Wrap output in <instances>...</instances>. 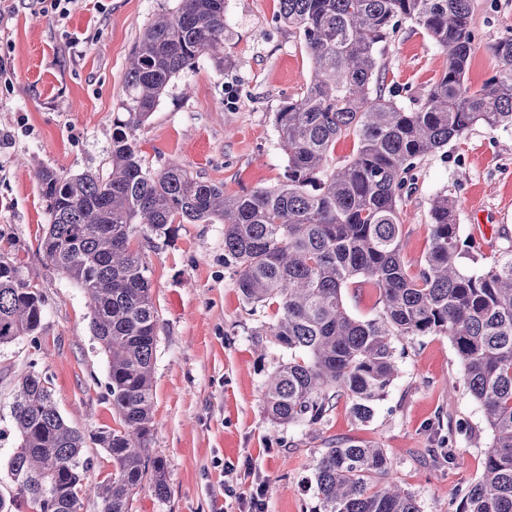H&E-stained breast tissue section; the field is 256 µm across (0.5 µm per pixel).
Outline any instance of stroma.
Listing matches in <instances>:
<instances>
[{
  "label": "stroma",
  "mask_w": 512,
  "mask_h": 512,
  "mask_svg": "<svg viewBox=\"0 0 512 512\" xmlns=\"http://www.w3.org/2000/svg\"><path fill=\"white\" fill-rule=\"evenodd\" d=\"M474 52L467 78L480 86L498 68L491 46L512 36V0H473ZM177 0H76L63 20L29 0H0V249L15 254L39 284L46 314L39 348H0V495L13 493L7 461L17 446L11 390L29 362L49 377L57 407L84 434L118 428L106 399L108 359L94 337L91 311L73 281L38 254L49 222L39 167L103 173L112 120L124 99L129 55L156 14ZM224 65L201 57L169 82L138 132L145 164L180 159L201 180L242 194L281 183L288 157L275 114L305 88L311 63L299 33L278 17V0H225ZM385 88L413 109L448 65L447 52L403 22L380 56ZM416 188L404 200L405 263L417 271L431 245L430 205L450 191L462 238L473 244L466 270L493 264L512 244V128L471 127L421 158ZM160 322L148 448L163 458L169 492L136 490L130 512H248L264 486V512H313L316 457L351 438L386 448L392 474L423 512H448L461 486L475 482L491 444L479 404L461 383L458 355L444 335L398 342L400 372L369 422L338 402L315 426H280L264 413L263 384L280 352L255 351V333L274 307L252 308L224 266V227L182 224L143 247ZM467 423L455 461L430 465L449 426Z\"/></svg>",
  "instance_id": "1"
}]
</instances>
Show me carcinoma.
I'll use <instances>...</instances> for the list:
<instances>
[{
    "instance_id": "carcinoma-1",
    "label": "carcinoma",
    "mask_w": 512,
    "mask_h": 512,
    "mask_svg": "<svg viewBox=\"0 0 512 512\" xmlns=\"http://www.w3.org/2000/svg\"><path fill=\"white\" fill-rule=\"evenodd\" d=\"M279 16L302 36L312 72L276 113L288 155L278 186L229 196L178 159L154 171L142 163L137 131L170 80L204 54L224 66V0H178L144 29L129 59L122 115L112 123L106 174L38 171L49 214L39 254L85 293L108 357V401L121 422L93 434L112 461L93 512H129L146 478L157 498L168 495L166 464L146 448L160 317L134 242L172 235L178 224L224 225V267L242 299L276 306L264 336L285 356L267 372L263 399L280 426L316 425L342 398L354 420L368 422L398 375L395 342L448 336L492 435L480 478L460 490L459 512H512V245L490 267L464 271L471 246L446 190L431 204V246L414 275L402 240V199L417 161L476 124L512 126V36L491 46L500 68L474 88L472 0H279ZM404 21L448 52V67L414 110L385 95L379 62ZM348 137L355 150L334 161L336 142ZM357 283L379 291L369 319L344 303ZM44 311L38 285L0 251V347L37 342ZM10 416L18 436L7 462L14 491L0 496V512H15L18 502L28 512H86L85 435L60 414L33 362L15 385ZM467 432L457 423L448 447L429 454L452 464ZM313 471V512H422L377 445L344 440L324 449Z\"/></svg>"
}]
</instances>
